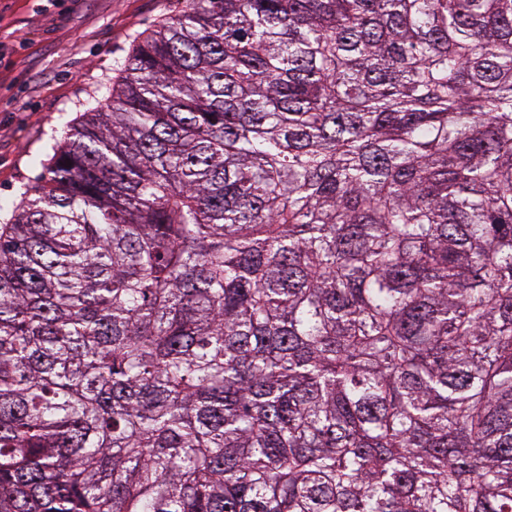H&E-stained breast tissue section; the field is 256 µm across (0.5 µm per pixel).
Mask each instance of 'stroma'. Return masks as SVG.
I'll use <instances>...</instances> for the list:
<instances>
[{"label":"stroma","mask_w":512,"mask_h":512,"mask_svg":"<svg viewBox=\"0 0 512 512\" xmlns=\"http://www.w3.org/2000/svg\"><path fill=\"white\" fill-rule=\"evenodd\" d=\"M182 8L181 0H0V222L55 130L116 76L134 38Z\"/></svg>","instance_id":"1"}]
</instances>
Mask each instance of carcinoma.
Wrapping results in <instances>:
<instances>
[{
  "label": "carcinoma",
  "mask_w": 512,
  "mask_h": 512,
  "mask_svg": "<svg viewBox=\"0 0 512 512\" xmlns=\"http://www.w3.org/2000/svg\"><path fill=\"white\" fill-rule=\"evenodd\" d=\"M0 224V512H512V0H183Z\"/></svg>",
  "instance_id": "cac0c4a2"
}]
</instances>
